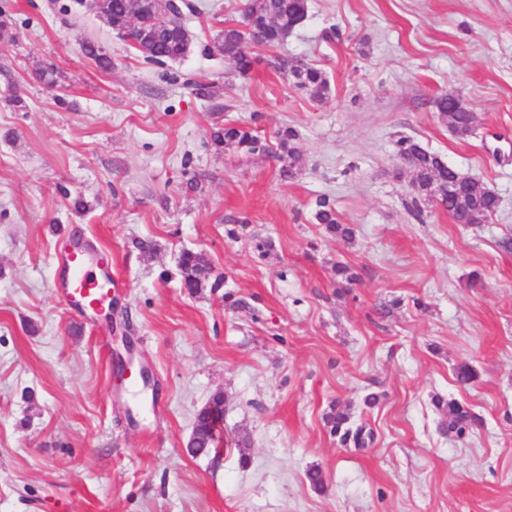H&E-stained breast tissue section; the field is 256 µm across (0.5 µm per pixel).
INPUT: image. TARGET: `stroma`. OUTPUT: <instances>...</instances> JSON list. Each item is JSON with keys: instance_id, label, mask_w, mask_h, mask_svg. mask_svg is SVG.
<instances>
[{"instance_id": "stroma-1", "label": "stroma", "mask_w": 512, "mask_h": 512, "mask_svg": "<svg viewBox=\"0 0 512 512\" xmlns=\"http://www.w3.org/2000/svg\"><path fill=\"white\" fill-rule=\"evenodd\" d=\"M189 2L190 50L158 66L79 0H8L0 512H512V0H308L246 76L205 51L242 0ZM277 58L323 69L328 92L297 89ZM45 66L57 86L38 80ZM449 92L476 113L471 136L438 112ZM228 121L270 141L293 128L301 168L284 180L274 155L215 151ZM403 138L494 191L496 213L457 224L425 202L414 216ZM323 197L352 239L317 224ZM74 239L112 257V324L61 300ZM185 249L210 269L194 294ZM115 329L149 373L139 391L100 342ZM217 395L216 448L190 456ZM439 399L469 409L464 435L442 429ZM338 411L372 444L342 445Z\"/></svg>"}]
</instances>
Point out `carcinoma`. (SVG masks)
I'll return each instance as SVG.
<instances>
[{"label":"carcinoma","instance_id":"cac0c4a2","mask_svg":"<svg viewBox=\"0 0 512 512\" xmlns=\"http://www.w3.org/2000/svg\"><path fill=\"white\" fill-rule=\"evenodd\" d=\"M133 0H110L108 17L112 28L124 30L128 28L129 20L133 17ZM184 3L179 0L170 4L171 15L168 21V32L154 40H147L142 33L131 30L127 34L130 47L143 58L144 62L153 65H164L185 56L183 45L173 37V32L185 22ZM308 4L304 0H244L240 9V19L233 24L224 26L212 43V50L224 55L243 76L253 68L257 57L254 49L257 47H274L280 40L271 22L281 21L286 17H305ZM81 51L85 57L92 60L102 70L112 68V58L102 49V46L92 42L81 43ZM277 70L295 86L321 96L328 89L325 72L310 64L301 62L290 63L280 59L275 63ZM438 111L450 117L458 134L465 136L470 131V124L475 115L464 107L459 98L443 95L436 100ZM296 133L293 129L284 127L277 131V149H272L268 141L255 134L250 127L227 124L219 126L211 132V146L217 150L235 148L249 154L274 153L282 163L280 176L288 179L302 165V157L294 146ZM397 155L404 159L413 172V187L415 196L412 198L413 210L421 213L419 202L436 200L448 211L454 220L462 219L468 213L485 219L494 214L498 208L497 196L486 190L483 183L477 179L459 188L448 196L440 193V189L453 178V169L444 164L438 156L423 148L412 139H402L397 142ZM315 218L325 226L326 231L342 239L350 238L353 230L338 221L336 211L329 201L322 198L317 201ZM178 267L183 285L194 291L200 283L207 279L210 270L202 263L200 256L191 250L181 252ZM224 401L221 397L212 398L197 414L195 427H209L211 431L200 435L195 441V447L190 450L193 455L210 452L215 441L217 424L223 416ZM437 407L445 412L448 420V431L463 435L470 428L473 416L470 411L456 401L444 402L437 400ZM347 416L338 412L329 416L332 430L341 435L344 442L353 441L358 447H363L373 438V433L360 426L356 429L346 428Z\"/></svg>","mask_w":512,"mask_h":512}]
</instances>
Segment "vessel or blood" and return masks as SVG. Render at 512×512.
Wrapping results in <instances>:
<instances>
[{"instance_id":"vessel-or-blood-1","label":"vessel or blood","mask_w":512,"mask_h":512,"mask_svg":"<svg viewBox=\"0 0 512 512\" xmlns=\"http://www.w3.org/2000/svg\"><path fill=\"white\" fill-rule=\"evenodd\" d=\"M60 266V289L67 304L84 317L100 316L112 300L115 283L111 273L101 272L100 260L80 247L66 252Z\"/></svg>"}]
</instances>
